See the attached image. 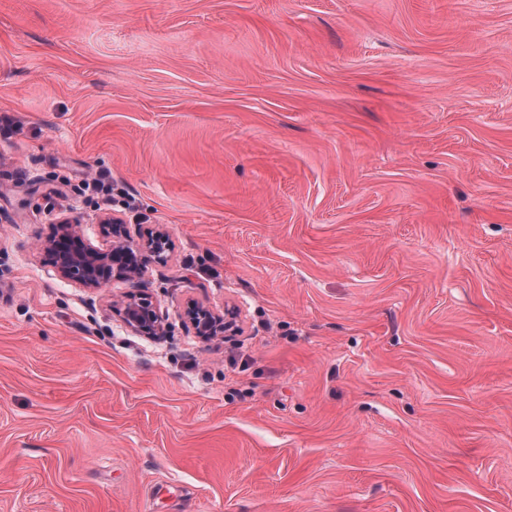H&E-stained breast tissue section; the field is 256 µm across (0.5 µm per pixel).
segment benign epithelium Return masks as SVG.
<instances>
[{
  "label": "benign epithelium",
  "mask_w": 512,
  "mask_h": 512,
  "mask_svg": "<svg viewBox=\"0 0 512 512\" xmlns=\"http://www.w3.org/2000/svg\"><path fill=\"white\" fill-rule=\"evenodd\" d=\"M112 235L109 249L102 250L85 243L80 234V225L62 224L59 238L44 241V252L56 255L59 274L83 288H101L113 281L132 284L142 277L152 261L162 262L170 250V232L159 225L133 244L125 231L117 224L108 226ZM122 322L131 331L143 336H160L164 333L162 317L147 298L137 291H129L114 302ZM189 319L195 332L203 339L222 334L228 321L220 314L204 308L194 307Z\"/></svg>",
  "instance_id": "benign-epithelium-1"
}]
</instances>
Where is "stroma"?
I'll list each match as a JSON object with an SVG mask.
<instances>
[{
    "label": "stroma",
    "mask_w": 512,
    "mask_h": 512,
    "mask_svg": "<svg viewBox=\"0 0 512 512\" xmlns=\"http://www.w3.org/2000/svg\"><path fill=\"white\" fill-rule=\"evenodd\" d=\"M1 112L0 512H512V0H0ZM72 223L61 224L55 237L45 239L43 249L51 257L55 251L59 274L83 288H101L113 281L133 284L150 262L166 260L171 247L170 232L163 225L132 244L119 224H107L112 244L102 250L85 243L80 224ZM113 307L122 322L131 331L143 336H161L164 333L162 317L139 291H129ZM188 315L196 334L203 339L219 336L229 326L223 315L204 307H193Z\"/></svg>",
    "instance_id": "35a3bbf8"
}]
</instances>
